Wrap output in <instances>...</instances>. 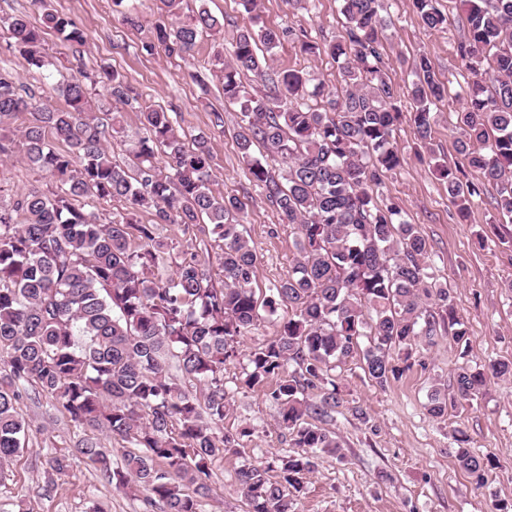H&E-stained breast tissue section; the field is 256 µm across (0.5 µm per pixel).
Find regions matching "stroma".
I'll list each match as a JSON object with an SVG mask.
<instances>
[{"label": "stroma", "instance_id": "1", "mask_svg": "<svg viewBox=\"0 0 512 512\" xmlns=\"http://www.w3.org/2000/svg\"><path fill=\"white\" fill-rule=\"evenodd\" d=\"M54 8L82 27L84 45L63 41L57 33L44 34V47L54 61L68 68L97 69L112 64L138 96L126 106L125 132L111 139L115 159L130 156L139 126L138 103L179 115L186 135L205 131L211 136L212 169L216 190L245 203L244 227L258 258V285L266 289L285 278L296 252L293 227L280 223L275 209L249 179L236 145L238 117L224 102L222 84L212 63L229 55L240 29L250 16L238 0H190L192 9L204 8L223 20L221 32L205 33L190 57L167 55L161 48L145 51L152 28L167 16L160 0H135L139 26L124 22L112 0H51ZM448 16L443 29L429 30L414 12L411 0H386L385 58L388 77L402 108L408 96L413 60L427 56L448 96L434 106L433 144L439 162L455 166L463 158L455 149V114L466 103L470 77L462 68L457 45L466 34L457 0H439ZM257 12L265 26L304 29L317 41H332L343 32L337 0H309L307 10L293 12L285 0H258ZM9 33L0 28V74L42 91L45 80L29 69L9 47ZM273 65L281 71L303 70L326 85H336L339 68L330 57L301 54L296 39L276 49ZM224 115L223 126H213V112ZM395 144L405 160L387 173L382 188L395 201L404 219L420 225L430 243L425 259L439 281L452 293L456 312L469 332L467 352H460L451 333L434 346L414 345L412 368L402 378L380 386L351 358L336 373L340 405L329 428L341 453L322 456L296 512H496L501 502L512 503V376L492 381L472 409L447 416H430L425 403L433 384L449 388L458 366L512 360V224L498 221L490 202L476 203L467 223H458L444 181L416 155L418 136L411 122L401 124ZM243 361L227 365L224 377L231 411L223 429L241 436L237 453L213 466V495L202 512H241L242 502L234 473L244 463H260L292 454L288 433L274 422L270 385L246 387ZM23 414L32 424L31 440L0 479V503L26 501L31 512H91L103 505L107 512H147L138 492L116 490L79 455L74 445L82 432L60 417L48 399L26 400ZM463 429L477 454H493L495 466L483 488H475L455 459L454 431ZM68 454V468L44 491V467L49 457Z\"/></svg>", "mask_w": 512, "mask_h": 512}]
</instances>
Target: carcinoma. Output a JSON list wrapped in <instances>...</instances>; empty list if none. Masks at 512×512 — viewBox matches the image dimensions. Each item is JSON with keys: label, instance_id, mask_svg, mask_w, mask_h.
<instances>
[{"label": "carcinoma", "instance_id": "cac0c4a2", "mask_svg": "<svg viewBox=\"0 0 512 512\" xmlns=\"http://www.w3.org/2000/svg\"><path fill=\"white\" fill-rule=\"evenodd\" d=\"M339 2L340 39L300 40L302 53L341 63L333 90L307 73L272 71L273 50L288 31L267 28L256 15L237 33L230 59L215 58L224 102L239 115L236 144L251 181L298 232L288 278L263 297L254 288L257 258L244 234L243 204L213 189L207 134L187 146L177 113L141 105L135 161L121 163L107 147L125 131L121 113L108 122L90 116L98 90L123 104L133 100L111 66L59 81L53 91L62 108L21 94L0 76V124L21 112L32 116L18 138L0 135V154H19L48 179L45 188L0 195V476L28 447L30 423L19 404L32 387L76 427L129 445L115 467L95 437L75 444L115 488L142 489L148 512H202L213 462L236 452L238 436L247 435L245 428L237 435L220 429L229 410L224 367L239 357L241 336L262 316L282 311L275 336L247 354L243 383L278 378L270 393L277 423L300 452L245 463L236 479L243 512H294L320 456L339 451L326 428L340 404L336 367L360 353L365 373L382 386L405 371L394 356L408 361L413 344L433 345L447 326L458 347H468L448 289L427 272V238L380 192L385 174L404 161L394 146L404 120L433 156L431 105L448 88L419 56L411 67L412 111H403L383 60L384 0ZM460 2L468 33L457 54L471 82L455 117L466 163L437 169L461 220L490 184L500 220L511 224L512 0ZM32 3L43 27L85 43V31L48 0ZM412 5L425 28L447 24L437 0ZM0 25L32 68L53 66L40 29L25 15L0 18ZM222 27L199 9L184 22L155 26L153 37L183 58L202 33ZM243 70L271 91H247ZM50 132L64 146L49 140ZM108 201L120 208L107 217L99 206ZM147 211L154 221L145 224L140 215ZM166 224L195 228L209 243L183 253L162 281L155 270L166 261ZM506 376L512 360L461 366L452 392L433 386L426 410L443 417L450 407H471L491 381ZM322 384L330 388L309 400L308 391ZM456 442L459 467L485 486L493 457L475 454L461 429ZM67 467L65 456L47 460L46 489Z\"/></svg>", "mask_w": 512, "mask_h": 512}]
</instances>
